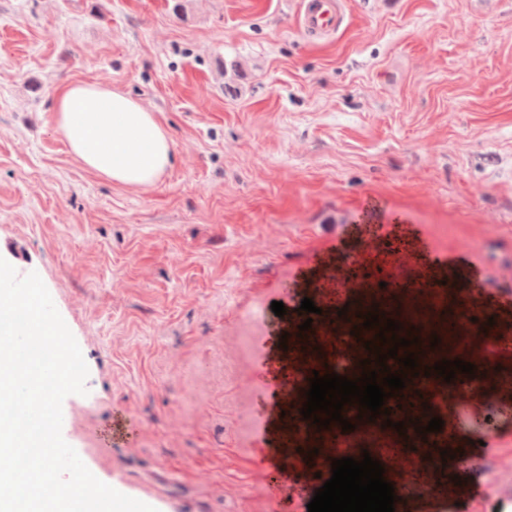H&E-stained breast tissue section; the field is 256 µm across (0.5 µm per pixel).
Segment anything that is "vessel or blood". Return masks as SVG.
I'll use <instances>...</instances> for the list:
<instances>
[{"instance_id":"obj_1","label":"vessel or blood","mask_w":512,"mask_h":512,"mask_svg":"<svg viewBox=\"0 0 512 512\" xmlns=\"http://www.w3.org/2000/svg\"><path fill=\"white\" fill-rule=\"evenodd\" d=\"M300 25L304 33L326 36L340 26L337 0H303L300 12ZM382 252H375L364 243L342 246L340 258L348 267V275L324 283L331 302L322 304L320 314L314 315V326L303 332L304 346L299 357L289 371L284 372L280 387L297 394H304L310 387L309 380L317 369V357L324 349L327 340L318 336L316 327L322 323L335 322L341 308L338 301L345 288L352 281H359L363 289L350 301L352 313L362 314L383 308L394 293L395 270L414 272L413 287L406 299L413 304L420 320L437 322L447 320L453 328L470 333L473 325L483 327L484 339H491L496 328L488 324L489 317L500 316V308L483 305L471 299L468 294L471 271L468 263L460 258L436 256L432 261L419 264L412 251L400 236L383 239ZM394 253L400 258L398 267H388L382 258L383 253ZM471 381L461 377L447 382L432 376L423 383H416L414 377L405 380L408 394H422L424 405L411 412L410 417L418 425H427L434 415L441 398L458 402L468 389ZM278 445L289 456L306 460L310 473L316 474L317 485H324L323 474L327 462L341 457V442L338 437L326 435L324 429L303 420L302 416L278 418L276 424ZM449 448H457L467 456L487 455L486 447L481 446L478 437L466 438L447 432H430L427 435H414L406 438L395 428L375 426L367 441L366 449L373 459L382 465H390L399 471L409 473V480L402 486V499H425L437 496L438 489L428 476L429 471L441 464V453Z\"/></svg>"}]
</instances>
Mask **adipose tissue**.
I'll return each mask as SVG.
<instances>
[{
    "mask_svg": "<svg viewBox=\"0 0 512 512\" xmlns=\"http://www.w3.org/2000/svg\"><path fill=\"white\" fill-rule=\"evenodd\" d=\"M52 112L71 155L112 183L152 186L171 164L172 140L156 114L121 90L71 82L56 90Z\"/></svg>",
    "mask_w": 512,
    "mask_h": 512,
    "instance_id": "1",
    "label": "adipose tissue"
}]
</instances>
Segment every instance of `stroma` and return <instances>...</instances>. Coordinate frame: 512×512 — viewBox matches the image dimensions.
<instances>
[{"label":"stroma","instance_id":"1","mask_svg":"<svg viewBox=\"0 0 512 512\" xmlns=\"http://www.w3.org/2000/svg\"><path fill=\"white\" fill-rule=\"evenodd\" d=\"M310 39L300 0H0V257L37 272L89 368L62 435L91 472L156 512H308L304 463L264 434L260 389L301 345L282 288L328 302L303 254L377 243L405 214L417 262L464 255L512 344V0H339ZM96 81L156 112L173 142L132 189L56 134L55 89ZM238 88L224 93L225 84ZM495 406L455 427L512 459V357ZM437 498L395 512H512L480 463L436 468Z\"/></svg>","mask_w":512,"mask_h":512}]
</instances>
